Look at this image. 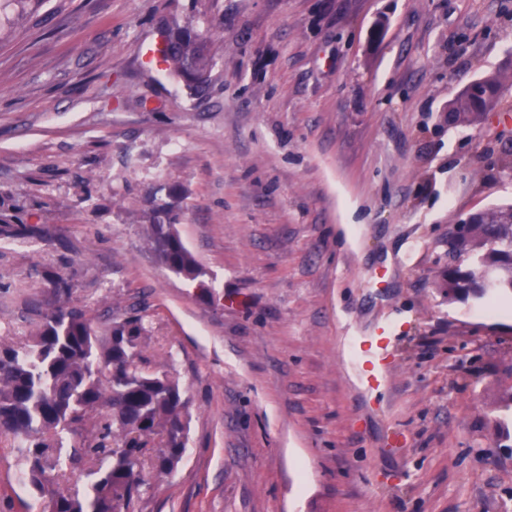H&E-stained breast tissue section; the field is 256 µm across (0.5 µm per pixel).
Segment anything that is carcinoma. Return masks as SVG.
Segmentation results:
<instances>
[{"mask_svg": "<svg viewBox=\"0 0 512 512\" xmlns=\"http://www.w3.org/2000/svg\"><path fill=\"white\" fill-rule=\"evenodd\" d=\"M165 70L187 89L202 87L214 65L205 34L176 17L162 30ZM507 76L495 74L469 85L448 102V125L481 121L500 103ZM181 195L167 198L145 215L152 247L171 271L196 280L203 271L175 230ZM4 232L31 236L38 228L13 224L0 213ZM452 301L512 294V205L483 210L448 242V267L440 274ZM53 304L22 347L0 338V435L18 441L29 486L48 499L49 512H130L141 485L146 446L159 437L152 465L169 474L187 444L188 410L178 380L141 368L142 319L130 316L97 334L81 306L70 304L72 286L55 274ZM110 368L102 378L99 365ZM93 462L84 491H62L66 468Z\"/></svg>", "mask_w": 512, "mask_h": 512, "instance_id": "1", "label": "carcinoma"}]
</instances>
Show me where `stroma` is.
Segmentation results:
<instances>
[{
	"instance_id": "obj_1",
	"label": "stroma",
	"mask_w": 512,
	"mask_h": 512,
	"mask_svg": "<svg viewBox=\"0 0 512 512\" xmlns=\"http://www.w3.org/2000/svg\"><path fill=\"white\" fill-rule=\"evenodd\" d=\"M172 15L211 35L201 93L145 58ZM497 72L512 0H0V212L41 229L0 233V337L50 273L96 330L141 315L188 441L133 512H512V316L438 288L454 224L512 204V122L446 112ZM172 188L201 288L147 240ZM388 318L376 412L343 337ZM23 468L0 436V512H48Z\"/></svg>"
}]
</instances>
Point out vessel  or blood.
Here are the masks:
<instances>
[{
    "label": "vessel or blood",
    "mask_w": 512,
    "mask_h": 512,
    "mask_svg": "<svg viewBox=\"0 0 512 512\" xmlns=\"http://www.w3.org/2000/svg\"><path fill=\"white\" fill-rule=\"evenodd\" d=\"M400 320L390 319L376 323L368 332L347 337L351 373L360 392L375 397L386 388L392 367V352Z\"/></svg>",
    "instance_id": "vessel-or-blood-1"
}]
</instances>
